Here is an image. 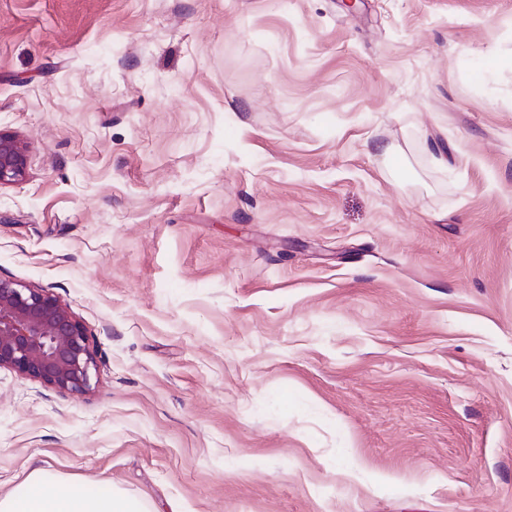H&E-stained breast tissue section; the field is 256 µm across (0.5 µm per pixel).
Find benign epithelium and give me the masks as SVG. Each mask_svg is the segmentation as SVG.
I'll return each instance as SVG.
<instances>
[{"mask_svg": "<svg viewBox=\"0 0 512 512\" xmlns=\"http://www.w3.org/2000/svg\"><path fill=\"white\" fill-rule=\"evenodd\" d=\"M27 145L0 130V186L23 179ZM94 356L83 325L55 295L0 278V370L59 392L90 388Z\"/></svg>", "mask_w": 512, "mask_h": 512, "instance_id": "benign-epithelium-1", "label": "benign epithelium"}]
</instances>
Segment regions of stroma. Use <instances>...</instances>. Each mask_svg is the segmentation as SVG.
Wrapping results in <instances>:
<instances>
[{"mask_svg": "<svg viewBox=\"0 0 512 512\" xmlns=\"http://www.w3.org/2000/svg\"><path fill=\"white\" fill-rule=\"evenodd\" d=\"M356 2L0 0V277L96 365L0 371L1 497L512 512V0ZM27 156V145L17 135L0 130V187L23 179Z\"/></svg>", "mask_w": 512, "mask_h": 512, "instance_id": "obj_1", "label": "stroma"}]
</instances>
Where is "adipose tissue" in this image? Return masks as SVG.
Here are the masks:
<instances>
[{
	"instance_id": "obj_1",
	"label": "adipose tissue",
	"mask_w": 512,
	"mask_h": 512,
	"mask_svg": "<svg viewBox=\"0 0 512 512\" xmlns=\"http://www.w3.org/2000/svg\"><path fill=\"white\" fill-rule=\"evenodd\" d=\"M41 478V468H32L22 490L0 497V512H138L122 494L93 496L81 484L68 480L47 492Z\"/></svg>"
}]
</instances>
